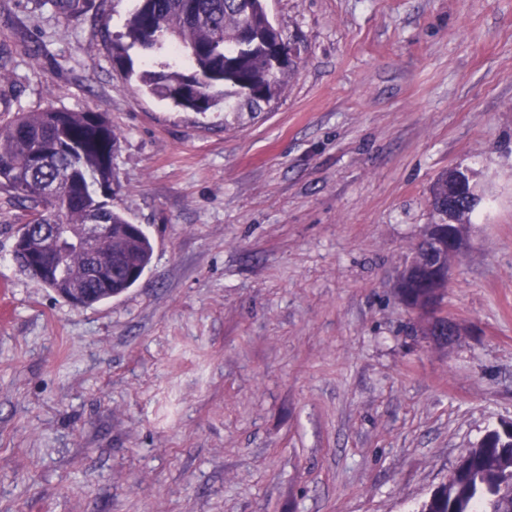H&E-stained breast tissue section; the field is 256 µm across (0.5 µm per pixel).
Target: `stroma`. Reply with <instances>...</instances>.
I'll use <instances>...</instances> for the list:
<instances>
[{"label": "stroma", "instance_id": "35a3bbf8", "mask_svg": "<svg viewBox=\"0 0 512 512\" xmlns=\"http://www.w3.org/2000/svg\"><path fill=\"white\" fill-rule=\"evenodd\" d=\"M137 4L0 0V124L105 113L154 246L72 306L19 272L0 189V512H418L512 421V0H266L297 76L205 113L114 63ZM456 167L444 344L396 281Z\"/></svg>", "mask_w": 512, "mask_h": 512}]
</instances>
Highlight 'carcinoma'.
Segmentation results:
<instances>
[{"label": "carcinoma", "mask_w": 512, "mask_h": 512, "mask_svg": "<svg viewBox=\"0 0 512 512\" xmlns=\"http://www.w3.org/2000/svg\"><path fill=\"white\" fill-rule=\"evenodd\" d=\"M271 25L265 0H139L126 22L125 41L115 42L112 50L116 64L129 74L130 49L154 57L153 69L138 74L142 87L183 109L207 112L222 102L231 112H260L297 74L292 61L274 64L265 44ZM246 27L255 39L245 45L241 34ZM170 51L189 64L191 73L173 69ZM119 142L112 123L92 112L47 108L21 112L0 125V188L22 204L20 227L112 225V236L98 247L101 257H112L107 285L90 283L88 259L73 244L64 243L59 266L46 272L19 248L12 251L18 270L48 288L83 282L88 306L136 284L153 251L146 232L112 206V195L103 191L111 184L121 188L113 165ZM446 198L448 179L441 177L432 189V205L444 217L448 210L440 200ZM426 279L425 274L407 277L402 293L419 300L430 292L420 287ZM419 512H512V434L486 432Z\"/></svg>", "instance_id": "1"}]
</instances>
